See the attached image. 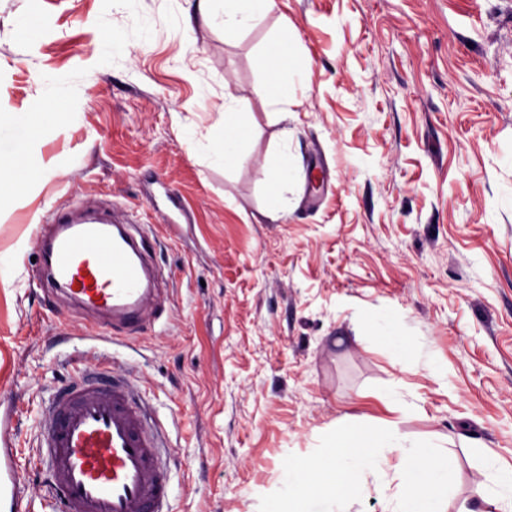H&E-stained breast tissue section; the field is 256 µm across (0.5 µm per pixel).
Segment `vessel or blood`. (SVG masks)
<instances>
[{
    "mask_svg": "<svg viewBox=\"0 0 512 512\" xmlns=\"http://www.w3.org/2000/svg\"><path fill=\"white\" fill-rule=\"evenodd\" d=\"M38 236L50 252L52 279L86 308L108 313L83 335L102 330L137 333L146 299L139 248L111 216L84 222L55 208ZM127 368L115 360L84 371L45 402L38 458L47 464L48 501L63 512H162L170 491L161 454L164 428L147 416ZM0 512H28L20 492L10 433L0 434Z\"/></svg>",
    "mask_w": 512,
    "mask_h": 512,
    "instance_id": "obj_1",
    "label": "vessel or blood"
}]
</instances>
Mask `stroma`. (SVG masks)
I'll list each match as a JSON object with an SVG mask.
<instances>
[{
    "label": "stroma",
    "instance_id": "1",
    "mask_svg": "<svg viewBox=\"0 0 512 512\" xmlns=\"http://www.w3.org/2000/svg\"><path fill=\"white\" fill-rule=\"evenodd\" d=\"M127 23L122 0H0V113L30 116L48 168L0 207V262L14 269L0 287V419L31 512H53L36 464L42 404L104 353L134 366L166 428L168 512H254L289 449L396 418L415 439H447L449 512L475 501L485 455L512 467V211L496 205L512 183V0H277L236 38L162 32L117 70L95 46L102 25ZM285 30L310 83L280 118L253 88ZM47 78L79 81L64 115L43 106ZM228 89L253 129L225 172L176 119L219 111ZM284 131L301 179L271 222L263 171ZM75 200L142 212L158 282L134 338L64 337L84 313L33 281L37 216ZM380 311L444 376L393 363L368 329Z\"/></svg>",
    "mask_w": 512,
    "mask_h": 512
}]
</instances>
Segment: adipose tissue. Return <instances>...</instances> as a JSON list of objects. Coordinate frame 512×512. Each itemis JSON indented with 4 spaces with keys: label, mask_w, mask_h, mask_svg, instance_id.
<instances>
[{
    "label": "adipose tissue",
    "mask_w": 512,
    "mask_h": 512,
    "mask_svg": "<svg viewBox=\"0 0 512 512\" xmlns=\"http://www.w3.org/2000/svg\"><path fill=\"white\" fill-rule=\"evenodd\" d=\"M276 0H183L179 12L167 20L130 14L122 36L104 29L98 51L123 68L127 45L149 39L158 25L174 32L194 26L220 25L225 37L234 38L251 28L260 16L271 11ZM273 53L278 67L254 93L265 113L281 115L299 102L308 87V72L294 62L292 42H277ZM252 126L240 98L225 91L223 105L211 124L178 119L182 139L207 164L232 169L240 143ZM47 167L31 145L29 122L17 113H0V186L10 190L45 176ZM297 173L296 149L291 137L281 136L266 167L265 218L276 222L286 217L288 192ZM370 333L389 352L393 362L412 360L432 373L441 364L424 342L410 333L391 312L382 311L370 320ZM457 468L454 455L437 441L422 442L407 436L396 424L379 427L340 428L313 435L303 453L289 454L274 484L262 495L258 512H348L350 498L375 482L383 494V512H448V490ZM485 480L477 493L478 505H461L458 512H512V468L502 467L494 456L483 463Z\"/></svg>",
    "instance_id": "obj_1"
}]
</instances>
